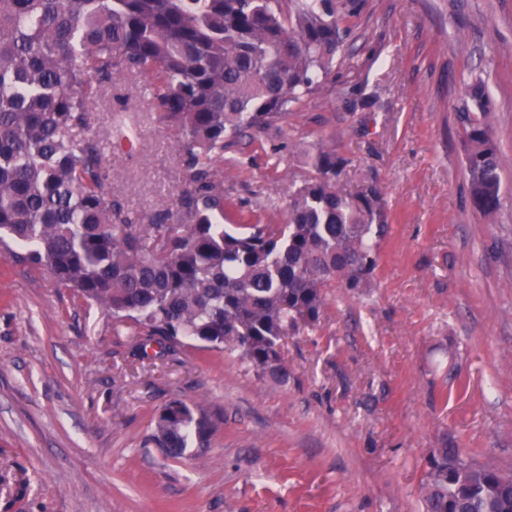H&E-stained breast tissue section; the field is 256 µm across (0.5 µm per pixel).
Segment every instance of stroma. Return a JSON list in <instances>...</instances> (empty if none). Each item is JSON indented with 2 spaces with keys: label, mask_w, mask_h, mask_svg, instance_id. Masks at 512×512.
<instances>
[{
  "label": "stroma",
  "mask_w": 512,
  "mask_h": 512,
  "mask_svg": "<svg viewBox=\"0 0 512 512\" xmlns=\"http://www.w3.org/2000/svg\"><path fill=\"white\" fill-rule=\"evenodd\" d=\"M333 73L261 140L224 152V221L284 223L303 152L347 160L388 217L368 288L290 336V378L130 329L0 252V512H421L429 456L512 466V0H362ZM482 79L501 157L494 223L469 200L457 115ZM112 198L173 208L182 141L124 71L92 116ZM200 410L204 452L164 458L151 420Z\"/></svg>",
  "instance_id": "35a3bbf8"
}]
</instances>
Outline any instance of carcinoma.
<instances>
[{"label": "carcinoma", "mask_w": 512, "mask_h": 512, "mask_svg": "<svg viewBox=\"0 0 512 512\" xmlns=\"http://www.w3.org/2000/svg\"><path fill=\"white\" fill-rule=\"evenodd\" d=\"M357 0H0V248L134 329L133 355L193 341L288 380L282 341L313 329L328 290L358 292L387 218L374 191L350 194L347 160L324 145L293 186L284 224L224 223V149L288 118L321 86ZM150 78L151 107L183 140L175 208L131 216L112 202L89 134L105 83ZM461 116L469 198L500 211V150L483 83ZM207 446L210 426L181 401L153 419L166 458ZM424 512H512V471L446 448L421 482Z\"/></svg>", "instance_id": "carcinoma-1"}]
</instances>
